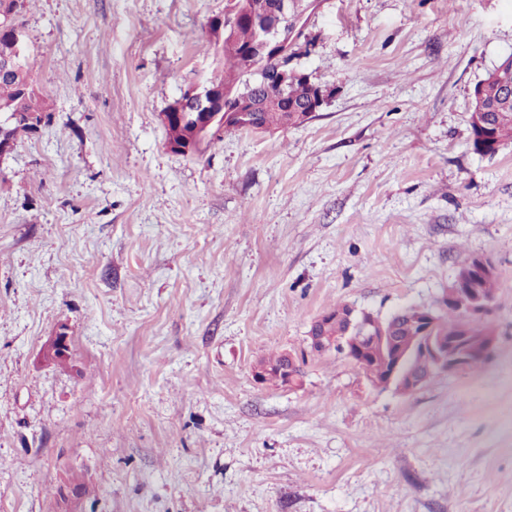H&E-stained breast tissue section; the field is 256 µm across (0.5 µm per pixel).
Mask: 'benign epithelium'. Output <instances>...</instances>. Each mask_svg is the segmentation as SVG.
<instances>
[{
  "label": "benign epithelium",
  "mask_w": 512,
  "mask_h": 512,
  "mask_svg": "<svg viewBox=\"0 0 512 512\" xmlns=\"http://www.w3.org/2000/svg\"><path fill=\"white\" fill-rule=\"evenodd\" d=\"M301 0H272L268 11L259 18L252 20V43L242 49L245 65L240 75L230 79L221 88L206 85L194 87L172 103L161 113V122L168 125L175 120L180 112H185L193 105L203 111L200 120L189 124V135L183 143L191 144V140L206 138L209 133L232 121L249 131H260L258 112L267 104L278 107L281 111L291 113V120L303 124L318 112L335 93V90L321 85H315V93L310 100L297 103L288 99V88L305 73L297 68L285 67V61L295 54L299 35L298 25L303 10ZM248 19L242 0H232L224 11V17L215 24L224 28V47L234 49L237 40L234 29L236 25ZM0 30L6 32L13 44V50L0 53V73L5 74L17 69V59L26 51L24 32L16 25L3 23ZM512 55L502 58L490 70L488 80L502 85L504 92L501 100L512 101ZM497 109V103L485 98L483 88H478L473 94L469 124L478 129L488 130L491 127L492 114ZM469 275V282L462 283L460 294L455 306L464 310L470 317L483 314L490 299L483 289L478 287L481 278L494 273L489 263L482 260L471 266V270H462ZM433 316L429 315L421 321V347L417 353L418 367L407 370L399 369L404 356V346H399L396 366L390 374L389 381L396 382V391L401 394L414 392L424 386L432 377L438 374H454L469 368L475 358L487 359L494 351L496 338L493 330H487L482 336H472L468 333L452 339L428 335ZM395 337L385 336L369 324L361 327L359 336H341L324 339L309 331L307 343L319 346L324 350L340 347L345 353L355 352L360 356H371L381 352L384 344H392ZM68 350L67 336L61 334L54 338L47 350V357L59 361Z\"/></svg>",
  "instance_id": "obj_1"
}]
</instances>
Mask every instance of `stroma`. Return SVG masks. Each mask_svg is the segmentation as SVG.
Instances as JSON below:
<instances>
[{
    "label": "stroma",
    "instance_id": "35a3bbf8",
    "mask_svg": "<svg viewBox=\"0 0 512 512\" xmlns=\"http://www.w3.org/2000/svg\"><path fill=\"white\" fill-rule=\"evenodd\" d=\"M224 7L25 0L51 120L0 157V512H512V144L468 123L512 0H316L293 64L328 104L172 151ZM473 257L478 368L402 395L307 355L336 303L438 309ZM278 353L300 385L255 379Z\"/></svg>",
    "mask_w": 512,
    "mask_h": 512
}]
</instances>
